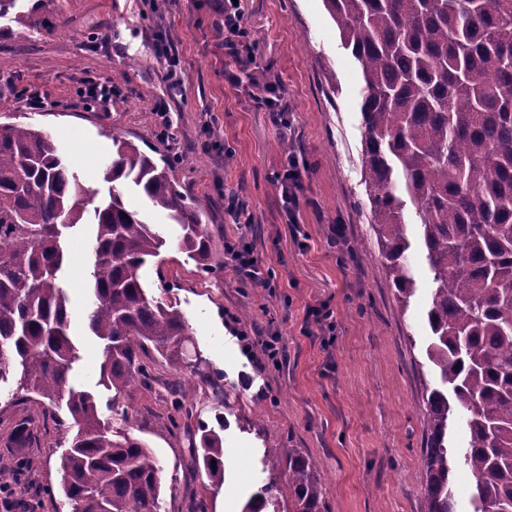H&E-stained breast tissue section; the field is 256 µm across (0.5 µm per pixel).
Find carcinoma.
I'll return each instance as SVG.
<instances>
[{
	"instance_id": "1",
	"label": "carcinoma",
	"mask_w": 512,
	"mask_h": 512,
	"mask_svg": "<svg viewBox=\"0 0 512 512\" xmlns=\"http://www.w3.org/2000/svg\"><path fill=\"white\" fill-rule=\"evenodd\" d=\"M0 17L30 27L51 0ZM342 44L362 74V170L368 222L401 311L416 285L410 273L412 208L432 288L428 360L441 387L425 395L422 512H457L448 429L468 431L464 464L473 512H512V0H323ZM103 181L134 185L149 207L179 229L177 250L211 276L205 203L117 131ZM93 226L88 328L103 347L98 384L112 391L113 421L96 396L71 384L78 348L60 284L64 231ZM166 240L128 210L114 188L98 196L63 162L51 134L0 122V384L9 405L33 409L15 421L0 455V486L23 489L30 453L52 433L69 434L58 473L68 512H161L164 467L130 436L135 414L122 403L136 389L166 383L162 431L185 436L191 469L224 484V438L185 404L205 385L224 396L202 367L187 319L152 295L143 278ZM264 493L242 512H324L321 479L300 448L265 440Z\"/></svg>"
}]
</instances>
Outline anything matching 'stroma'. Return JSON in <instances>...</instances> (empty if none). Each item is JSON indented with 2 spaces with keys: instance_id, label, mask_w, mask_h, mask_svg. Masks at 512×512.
Returning <instances> with one entry per match:
<instances>
[{
  "instance_id": "stroma-1",
  "label": "stroma",
  "mask_w": 512,
  "mask_h": 512,
  "mask_svg": "<svg viewBox=\"0 0 512 512\" xmlns=\"http://www.w3.org/2000/svg\"><path fill=\"white\" fill-rule=\"evenodd\" d=\"M241 9L258 71L279 82L295 117L293 144L307 165L298 213H288L281 200L283 130L266 107L226 80L236 65L217 46L211 0H178L161 15L147 0H51L37 26L0 18V121L48 130L84 185L102 194L109 188L102 171L112 156L111 130L153 158L176 157L177 180L209 199L204 222L214 253L244 232L276 274L272 294L240 281L229 267L203 278L174 246V226L163 214L150 217L167 244L147 263L145 281L182 311L203 366L221 376L225 395L216 401L202 385L189 395L199 421L223 432L219 488L183 466L187 444L162 434L167 406L156 394L138 389L126 397L137 418L131 436L148 442L165 464V512H187L194 496L206 500L208 512H242L268 481V438L303 449L316 463L328 512H421L424 396L439 382L426 355L431 284L422 255L412 252L417 294L401 312L372 239L360 69L323 0H241ZM166 30L187 75L180 91L168 89V63L156 49L157 33ZM134 59L140 65L133 69ZM85 79L111 85V111L86 106ZM35 92L48 94L51 106L33 107ZM162 99L170 105L173 139L155 127L153 108ZM210 116L233 163L209 145L203 123ZM228 189L239 191L253 219L240 231L226 212ZM334 224L347 225L348 247L331 243ZM90 234L87 224L67 231L62 286L80 354L76 381L96 392L108 419L112 393L97 384L102 347L84 323ZM319 303L336 316L327 346L301 331L308 308ZM275 330L285 347L277 367L258 362L245 343ZM61 442L50 436L34 449L33 493L57 484Z\"/></svg>"
}]
</instances>
